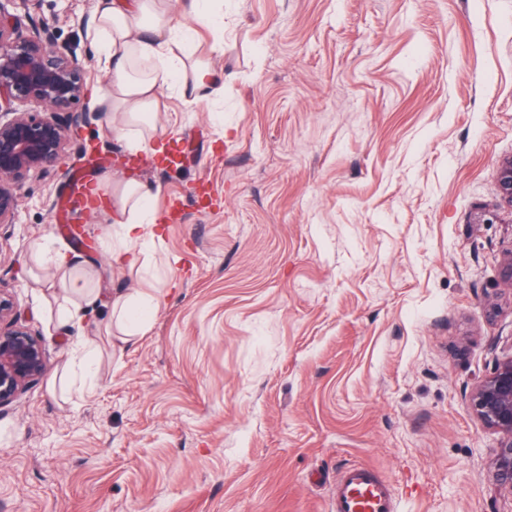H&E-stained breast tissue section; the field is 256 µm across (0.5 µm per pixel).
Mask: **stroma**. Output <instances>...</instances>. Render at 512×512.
<instances>
[{"mask_svg": "<svg viewBox=\"0 0 512 512\" xmlns=\"http://www.w3.org/2000/svg\"><path fill=\"white\" fill-rule=\"evenodd\" d=\"M223 95L167 99L168 173L140 153L158 224L112 265V226L72 184L125 176L99 119L0 224V290L40 335L46 374L0 409V512H331L373 466L397 512H512L500 436L470 393L512 357V0H222ZM92 0H39L107 85L80 26ZM97 145L101 161L85 147ZM98 297L59 322L40 246ZM155 289L134 345L104 333L112 292ZM93 340V391L62 380Z\"/></svg>", "mask_w": 512, "mask_h": 512, "instance_id": "1", "label": "stroma"}]
</instances>
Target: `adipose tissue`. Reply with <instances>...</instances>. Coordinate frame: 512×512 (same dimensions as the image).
Returning <instances> with one entry per match:
<instances>
[{"label":"adipose tissue","mask_w":512,"mask_h":512,"mask_svg":"<svg viewBox=\"0 0 512 512\" xmlns=\"http://www.w3.org/2000/svg\"><path fill=\"white\" fill-rule=\"evenodd\" d=\"M208 0H96L94 21L87 35L101 49L111 80L94 94L96 105L112 116V129L132 152L153 149L158 140L156 117L167 93L177 92L188 103L207 99L217 90V76L205 62L186 63L178 49L186 29L178 14L191 16L202 25H215ZM151 183L135 177L113 180L107 214L112 224L109 247L112 260L122 266L131 260L156 221ZM43 262L64 271L66 289L82 301L96 299L83 274L72 270L67 252L43 249ZM81 301V303H82ZM81 303H68L65 321L80 320ZM159 305L152 293L115 294L112 325L123 343H135L147 324L146 316Z\"/></svg>","instance_id":"obj_1"}]
</instances>
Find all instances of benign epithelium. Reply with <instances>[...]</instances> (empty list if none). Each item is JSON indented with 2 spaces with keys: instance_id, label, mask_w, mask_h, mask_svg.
<instances>
[{
  "instance_id": "obj_1",
  "label": "benign epithelium",
  "mask_w": 512,
  "mask_h": 512,
  "mask_svg": "<svg viewBox=\"0 0 512 512\" xmlns=\"http://www.w3.org/2000/svg\"><path fill=\"white\" fill-rule=\"evenodd\" d=\"M28 24L0 7V224L14 223L16 189L32 173H49L63 159L66 132L101 117L74 106L84 95L85 68L58 43L55 27L35 17L38 0H16ZM18 103L33 106L20 111ZM500 186L512 204V159L502 163ZM13 303L0 292V409L47 364L41 339L12 321ZM472 414L500 435L492 465L495 484L512 492V358L472 389Z\"/></svg>"
}]
</instances>
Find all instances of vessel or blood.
Returning a JSON list of instances; mask_svg holds the SVG:
<instances>
[{
	"mask_svg": "<svg viewBox=\"0 0 512 512\" xmlns=\"http://www.w3.org/2000/svg\"><path fill=\"white\" fill-rule=\"evenodd\" d=\"M332 512H396L392 486L368 467L347 468L336 485Z\"/></svg>",
	"mask_w": 512,
	"mask_h": 512,
	"instance_id": "vessel-or-blood-1",
	"label": "vessel or blood"
}]
</instances>
